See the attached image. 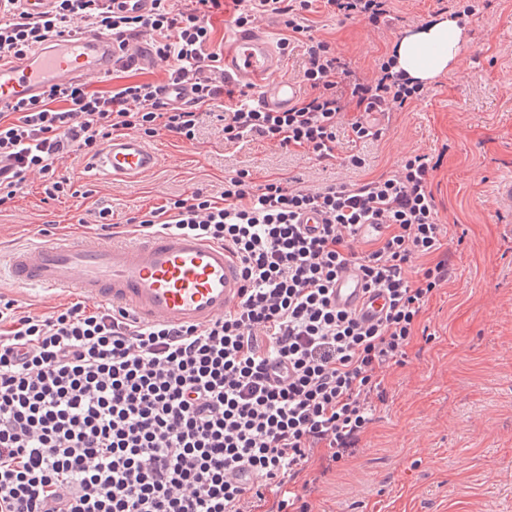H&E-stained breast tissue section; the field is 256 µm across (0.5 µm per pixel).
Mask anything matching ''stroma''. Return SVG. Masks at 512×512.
<instances>
[{
  "label": "stroma",
  "instance_id": "1",
  "mask_svg": "<svg viewBox=\"0 0 512 512\" xmlns=\"http://www.w3.org/2000/svg\"><path fill=\"white\" fill-rule=\"evenodd\" d=\"M448 0H392L394 21L313 14L314 38L367 71L393 44L439 16ZM465 78L443 75L427 95L390 114L382 140L354 144L339 135L340 157L365 167L320 164L262 141L225 142L223 123L204 115L196 140L150 139L162 164L124 183L91 175L74 152L59 169L91 198L44 201L27 182L0 207V250L86 234L97 205L126 224L138 212L203 190L220 196L225 177L247 170L254 183L296 178L315 187L394 171L416 152L441 158L433 192L441 216L456 220L454 276L429 300L409 362L388 381L389 398L352 463L322 485L313 512H512V205L498 194L512 179V0H481L462 47Z\"/></svg>",
  "mask_w": 512,
  "mask_h": 512
}]
</instances>
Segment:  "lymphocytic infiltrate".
Instances as JSON below:
<instances>
[{
  "instance_id": "f902f5d3",
  "label": "lymphocytic infiltrate",
  "mask_w": 512,
  "mask_h": 512,
  "mask_svg": "<svg viewBox=\"0 0 512 512\" xmlns=\"http://www.w3.org/2000/svg\"><path fill=\"white\" fill-rule=\"evenodd\" d=\"M315 1L233 0L232 22L275 16L295 40L310 34ZM320 1L347 19H392L391 0ZM170 2L131 15L111 0H55L33 17L0 0L1 59L54 36L141 34L168 81L193 92L172 105L152 81L106 92L74 83L1 109L0 206L32 177L46 199L78 196L59 165L74 151L97 155L113 134L194 141L202 109L219 102L225 141L260 138L332 165L339 129L378 140L368 113L426 93L391 57L364 72L318 40L305 96L285 112L258 110L209 48V16L223 0L178 13ZM435 170L413 153L392 175L321 188L257 185L240 170L221 197L196 190L133 217L139 235H192L237 260L241 299L205 327L144 324L79 302L35 314L0 295V512H311V495L358 453L387 402V377L407 364L425 306L451 276ZM307 211L323 219L311 231L299 222ZM362 224L378 236L360 252ZM349 268L386 295L377 322L332 302Z\"/></svg>"
}]
</instances>
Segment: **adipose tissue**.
<instances>
[{
  "instance_id": "ef3b65f1",
  "label": "adipose tissue",
  "mask_w": 512,
  "mask_h": 512,
  "mask_svg": "<svg viewBox=\"0 0 512 512\" xmlns=\"http://www.w3.org/2000/svg\"><path fill=\"white\" fill-rule=\"evenodd\" d=\"M464 38L465 28L458 18L440 17L395 43L397 68L423 83L461 73L460 49Z\"/></svg>"
}]
</instances>
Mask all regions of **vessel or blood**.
Masks as SVG:
<instances>
[{
	"mask_svg": "<svg viewBox=\"0 0 512 512\" xmlns=\"http://www.w3.org/2000/svg\"><path fill=\"white\" fill-rule=\"evenodd\" d=\"M122 56L119 42L95 32L52 38L28 56L0 59V109L40 95L49 87L106 74ZM284 53L259 26L227 33L224 76L251 90L252 104L285 111L296 101L297 80L281 76ZM157 151L143 139L107 140L94 157L97 175L120 184L153 174ZM16 285L46 297L75 292L119 307L142 321L205 326L240 298L237 264L223 245L186 234L159 233L139 242H105L92 236L57 239L0 253V273ZM337 307L379 313L383 302L369 299L352 272L337 281Z\"/></svg>",
	"mask_w": 512,
	"mask_h": 512,
	"instance_id": "obj_1",
	"label": "vessel or blood"
}]
</instances>
